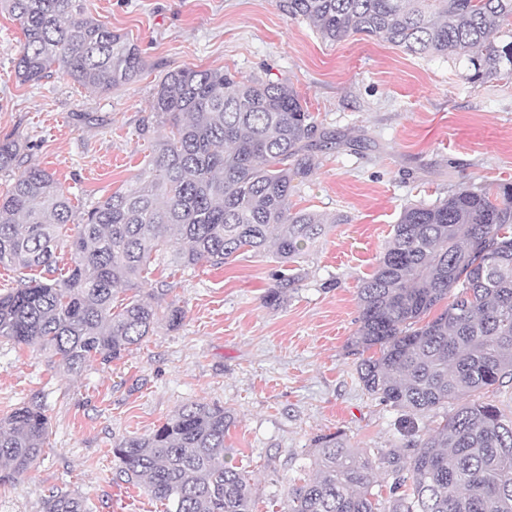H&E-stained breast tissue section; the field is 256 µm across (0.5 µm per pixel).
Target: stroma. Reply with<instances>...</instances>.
<instances>
[{"instance_id":"35a3bbf8","label":"stroma","mask_w":512,"mask_h":512,"mask_svg":"<svg viewBox=\"0 0 512 512\" xmlns=\"http://www.w3.org/2000/svg\"><path fill=\"white\" fill-rule=\"evenodd\" d=\"M83 8L140 46V79L109 93L56 74L19 82L24 37L0 9V138L23 143L27 163L54 174L76 212L149 160L168 131L151 110L154 89L190 66L293 86L336 145L318 153L290 202L333 224L304 250L302 279L282 306L262 300L280 272L272 253L244 250L218 266L153 262L149 282L161 306L182 308L180 325L159 322L123 358L81 374L0 338V418L31 403L49 418L41 456L0 486V512H43L53 491L81 494L91 512H165L126 481L112 450L192 401L232 410L224 462L247 471L254 512H281L289 484L311 477L318 435L341 433L374 457L406 447L399 412L357 380L362 355L349 342L359 281L405 206L512 182V78L473 84L445 57L362 35L325 42L283 0H83Z\"/></svg>"}]
</instances>
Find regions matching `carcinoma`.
Segmentation results:
<instances>
[{
  "mask_svg": "<svg viewBox=\"0 0 512 512\" xmlns=\"http://www.w3.org/2000/svg\"><path fill=\"white\" fill-rule=\"evenodd\" d=\"M0 6L24 36L15 64L22 83L57 73L110 92L146 66L139 46L86 18L80 0ZM284 7L326 42L359 34L444 56L463 64L471 83L512 76V0H285ZM505 26L506 37L496 38ZM151 111L169 135L127 185L81 216L66 244L65 275L56 251L61 230L75 221L71 199L53 174L23 165L18 140H0V171H18L0 196V265L49 275L0 295V338L69 373L122 358L162 316L180 325V308L162 312L155 289L141 294L152 259L164 255L185 270L272 247L279 263L294 264L336 223L289 202L316 152L336 144L333 132L317 131L292 86L182 67L160 81ZM300 280L299 272L278 275L263 303L280 306ZM127 290L135 295L114 306ZM357 299L351 345L379 350L357 365L365 391L412 418L456 408L411 440L405 457L390 450L374 459L338 433L318 436L313 475L288 488L284 512H512V403L480 399L490 388L512 389V184L462 186L436 204L404 207ZM233 423L223 406L191 402L112 454L127 481L143 484L165 512H252L248 475L224 464ZM48 436L37 403L0 419V486L27 474ZM381 468L392 479L384 509L372 492ZM43 512L90 509L79 494L53 492Z\"/></svg>",
  "mask_w": 512,
  "mask_h": 512,
  "instance_id": "carcinoma-1",
  "label": "carcinoma"
}]
</instances>
